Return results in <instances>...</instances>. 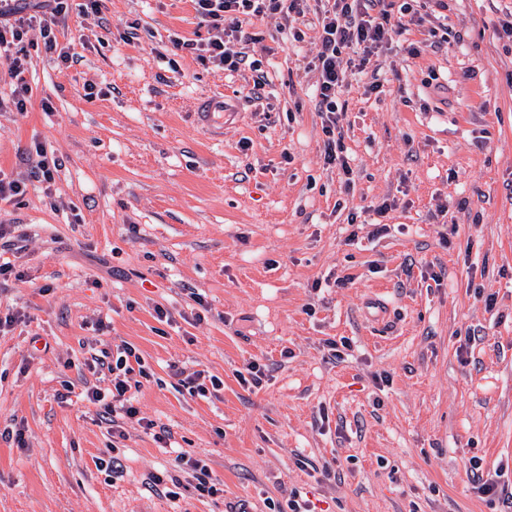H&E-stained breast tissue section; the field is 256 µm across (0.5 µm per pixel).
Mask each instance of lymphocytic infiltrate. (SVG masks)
<instances>
[{"label":"lymphocytic infiltrate","mask_w":512,"mask_h":512,"mask_svg":"<svg viewBox=\"0 0 512 512\" xmlns=\"http://www.w3.org/2000/svg\"><path fill=\"white\" fill-rule=\"evenodd\" d=\"M303 0H192L201 23L213 35L207 42L176 41L179 49L196 52L198 58L225 70L235 72L242 65L251 70L259 68L258 61L249 60L245 52L233 50L235 41L241 40L243 28L253 21L271 14H302ZM417 11L408 0L394 5L393 0H325L318 19L320 48L315 57L317 73L315 84L316 107L322 117L324 161L338 167L344 175L352 169L344 153L343 133L339 125L340 98L345 87V74L349 67L365 70L371 57L389 44L393 35L407 31L408 20ZM69 15L68 0H0V60L10 72L12 83L8 96H0V112H23L31 99L32 88L24 78L28 67L26 42L31 29H38L47 53L58 63L68 64L72 56L67 47L58 42L56 32L65 26ZM29 166L27 174L9 175L0 170V203L19 200L27 188L28 180L52 184L60 160L49 155L45 146L33 144L26 152ZM136 355L133 346L117 345L112 360L92 357L91 371H108L112 387L109 391L87 389L86 400L99 406L102 416L112 417V433L123 436L121 417H133L138 409L130 394V374L146 376V369H133L131 360Z\"/></svg>","instance_id":"1"}]
</instances>
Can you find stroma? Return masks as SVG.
Wrapping results in <instances>:
<instances>
[{
    "instance_id": "obj_1",
    "label": "stroma",
    "mask_w": 512,
    "mask_h": 512,
    "mask_svg": "<svg viewBox=\"0 0 512 512\" xmlns=\"http://www.w3.org/2000/svg\"><path fill=\"white\" fill-rule=\"evenodd\" d=\"M427 9L435 34L394 35L346 75L348 180L324 162L314 12L236 43L261 62L257 102L255 71L174 46L210 36L190 0L71 15L67 68L30 48L32 99L0 112V169L25 172L36 142L62 166L0 206L24 273L0 283V315L23 316L0 332V430L24 437L0 438V512H286L295 491L321 512H500L473 477L512 480V0ZM215 93L221 129L193 116ZM124 341L151 376L117 438L81 394L110 389L86 360ZM251 361L266 368L254 392L237 376ZM198 370L222 389L191 394L181 377ZM181 451L221 493L197 495ZM157 476L179 477L178 498Z\"/></svg>"
}]
</instances>
